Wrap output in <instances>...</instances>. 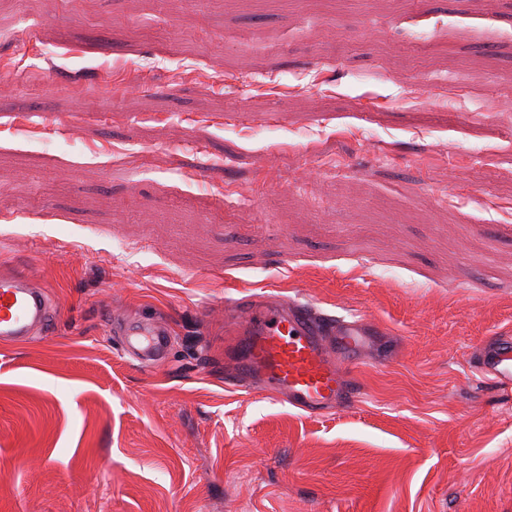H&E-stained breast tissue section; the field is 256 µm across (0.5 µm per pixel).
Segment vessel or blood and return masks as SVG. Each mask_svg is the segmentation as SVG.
<instances>
[{"label": "vessel or blood", "instance_id": "vessel-or-blood-1", "mask_svg": "<svg viewBox=\"0 0 512 512\" xmlns=\"http://www.w3.org/2000/svg\"><path fill=\"white\" fill-rule=\"evenodd\" d=\"M50 300L42 287L18 272L0 276V341L20 342L50 315ZM234 310L245 327L232 346L241 384L262 383L294 407L326 415L355 404L360 386L352 368L361 359L377 324L362 319H331L276 296L261 301L243 299ZM170 349L167 331L146 326L130 332L125 353L143 362H159ZM477 366L496 383L512 385V337L484 342Z\"/></svg>", "mask_w": 512, "mask_h": 512}]
</instances>
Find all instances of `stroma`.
Wrapping results in <instances>:
<instances>
[{"label":"stroma","instance_id":"35a3bbf8","mask_svg":"<svg viewBox=\"0 0 512 512\" xmlns=\"http://www.w3.org/2000/svg\"><path fill=\"white\" fill-rule=\"evenodd\" d=\"M0 512H512V0H0ZM382 334L350 409L238 385L225 306ZM169 356H121L125 324ZM51 304L42 287L18 272L0 276V341L20 342L44 325ZM480 372L504 386L512 385V337L484 342L478 351Z\"/></svg>","mask_w":512,"mask_h":512}]
</instances>
